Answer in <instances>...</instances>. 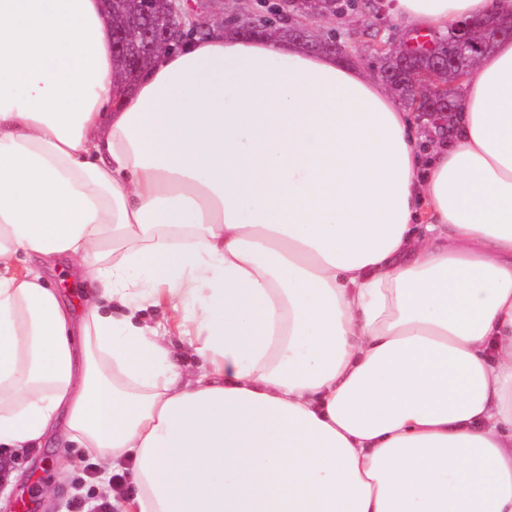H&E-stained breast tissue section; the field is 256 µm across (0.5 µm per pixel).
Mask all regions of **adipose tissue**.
Returning <instances> with one entry per match:
<instances>
[{
  "mask_svg": "<svg viewBox=\"0 0 512 512\" xmlns=\"http://www.w3.org/2000/svg\"><path fill=\"white\" fill-rule=\"evenodd\" d=\"M391 10L443 33L512 0ZM112 41L105 0H0V446L131 462L123 512H512V38L426 151L382 83L281 35L130 85ZM47 280L51 288L69 294L73 300H76L78 291L87 288V283L77 275L75 266L70 261L54 264L47 272ZM136 320L147 323L151 326H160V331H167V339L171 341L177 354H181L183 345L179 341L178 333L173 326V321L169 312L162 308L148 307L137 312Z\"/></svg>",
  "mask_w": 512,
  "mask_h": 512,
  "instance_id": "1",
  "label": "adipose tissue"
}]
</instances>
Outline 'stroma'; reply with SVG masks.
Instances as JSON below:
<instances>
[{"mask_svg":"<svg viewBox=\"0 0 512 512\" xmlns=\"http://www.w3.org/2000/svg\"><path fill=\"white\" fill-rule=\"evenodd\" d=\"M315 32L336 30L346 48L350 63L366 73H374L379 59L371 47L369 34L380 31L390 42L405 40L409 32L391 14H377L375 8H362L340 16L318 18ZM102 461L82 448H64L59 442L41 448L0 447V512H67L76 498L88 504L101 500L112 503V512H122V503L133 493L129 478L100 484Z\"/></svg>","mask_w":512,"mask_h":512,"instance_id":"1","label":"stroma"}]
</instances>
